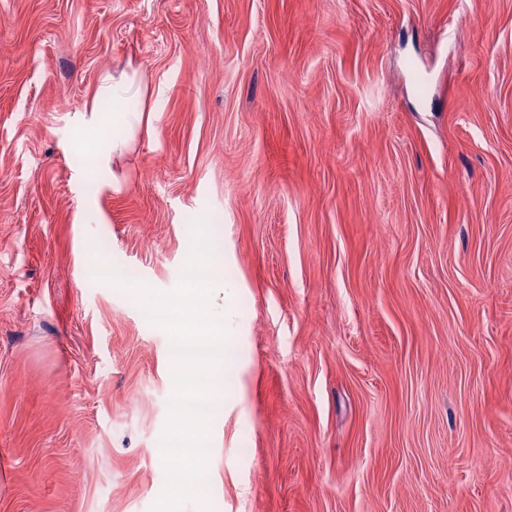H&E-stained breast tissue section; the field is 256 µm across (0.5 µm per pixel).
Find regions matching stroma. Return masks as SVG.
I'll return each mask as SVG.
<instances>
[{"label":"stroma","instance_id":"1","mask_svg":"<svg viewBox=\"0 0 512 512\" xmlns=\"http://www.w3.org/2000/svg\"><path fill=\"white\" fill-rule=\"evenodd\" d=\"M202 215L209 512H512V0H0V512H152L169 339L92 264ZM136 71L132 72V75L128 73H122L119 77L107 76L104 79V85L101 86L98 94L96 95L93 105L90 107V112L97 111V101L99 99H112V102H116L119 108L121 107L125 94L132 91L135 83ZM112 79V84L109 81ZM141 112L124 110L118 115V122L124 128V134L112 138V156L122 154L129 149L141 124Z\"/></svg>","mask_w":512,"mask_h":512}]
</instances>
